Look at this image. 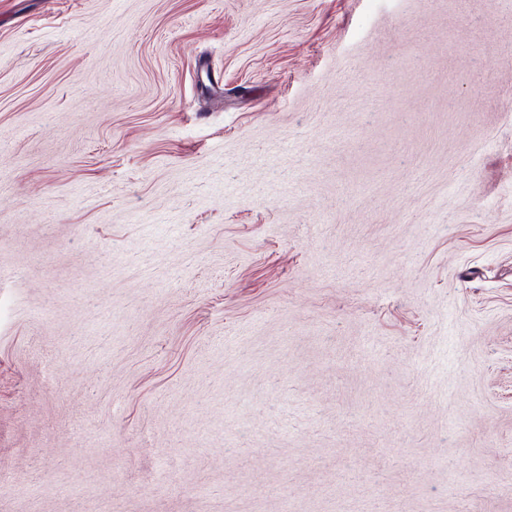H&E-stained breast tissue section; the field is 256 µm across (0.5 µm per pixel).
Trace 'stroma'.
I'll use <instances>...</instances> for the list:
<instances>
[{
  "mask_svg": "<svg viewBox=\"0 0 512 512\" xmlns=\"http://www.w3.org/2000/svg\"><path fill=\"white\" fill-rule=\"evenodd\" d=\"M0 512H512V0H0Z\"/></svg>",
  "mask_w": 512,
  "mask_h": 512,
  "instance_id": "stroma-1",
  "label": "stroma"
}]
</instances>
